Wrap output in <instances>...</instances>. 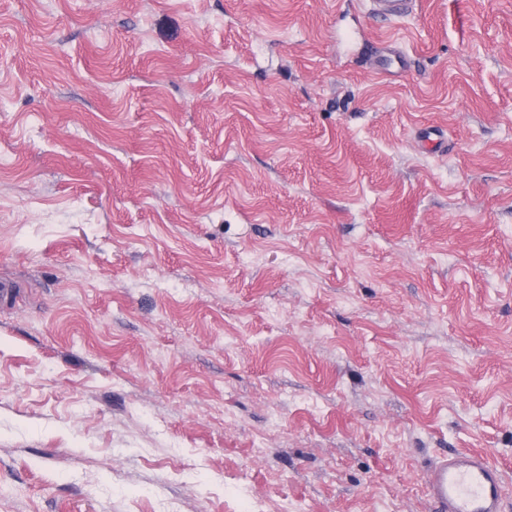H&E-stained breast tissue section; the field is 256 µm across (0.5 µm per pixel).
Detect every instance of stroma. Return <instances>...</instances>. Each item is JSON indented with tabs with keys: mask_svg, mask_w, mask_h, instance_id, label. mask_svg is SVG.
Instances as JSON below:
<instances>
[{
	"mask_svg": "<svg viewBox=\"0 0 512 512\" xmlns=\"http://www.w3.org/2000/svg\"><path fill=\"white\" fill-rule=\"evenodd\" d=\"M0 0V512H512V0ZM426 487L437 512H503V475L478 452H458L435 462Z\"/></svg>",
	"mask_w": 512,
	"mask_h": 512,
	"instance_id": "35a3bbf8",
	"label": "stroma"
}]
</instances>
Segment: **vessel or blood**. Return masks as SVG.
Returning a JSON list of instances; mask_svg holds the SVG:
<instances>
[{
	"instance_id": "b4317fda",
	"label": "vessel or blood",
	"mask_w": 512,
	"mask_h": 512,
	"mask_svg": "<svg viewBox=\"0 0 512 512\" xmlns=\"http://www.w3.org/2000/svg\"><path fill=\"white\" fill-rule=\"evenodd\" d=\"M426 487L437 512H503V475L478 452H458L435 462Z\"/></svg>"
}]
</instances>
